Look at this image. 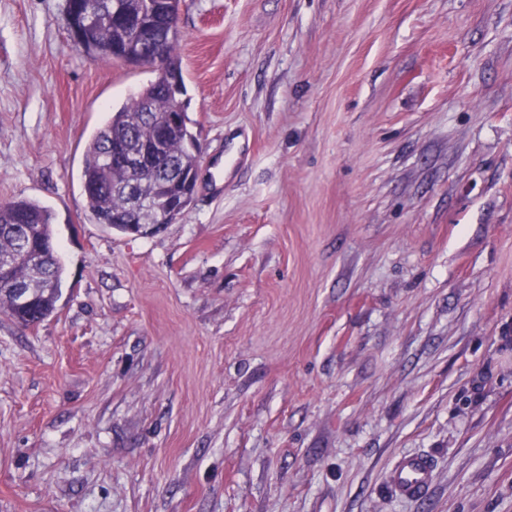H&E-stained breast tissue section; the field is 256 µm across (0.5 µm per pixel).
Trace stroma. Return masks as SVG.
Returning a JSON list of instances; mask_svg holds the SVG:
<instances>
[{
    "mask_svg": "<svg viewBox=\"0 0 512 512\" xmlns=\"http://www.w3.org/2000/svg\"><path fill=\"white\" fill-rule=\"evenodd\" d=\"M178 26L198 188L134 238L80 173L155 72L0 0V202L51 211L64 268L44 322L0 314V512H512V0ZM183 198L165 200L159 208L157 224H138L141 236H151L159 232L166 224H170L182 212ZM433 475L430 460L421 455L404 457L393 470L389 484L393 493L402 499H416L428 489Z\"/></svg>",
    "mask_w": 512,
    "mask_h": 512,
    "instance_id": "35a3bbf8",
    "label": "stroma"
}]
</instances>
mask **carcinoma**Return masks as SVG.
Returning a JSON list of instances; mask_svg holds the SVG:
<instances>
[{"instance_id":"carcinoma-1","label":"carcinoma","mask_w":512,"mask_h":512,"mask_svg":"<svg viewBox=\"0 0 512 512\" xmlns=\"http://www.w3.org/2000/svg\"><path fill=\"white\" fill-rule=\"evenodd\" d=\"M141 0H65V13L83 14L92 10L95 21L82 35L81 52L104 61H125L136 52L129 19L138 13ZM171 105L170 86L166 79L154 82L120 106L94 134L84 155L81 185L87 207L99 224L115 227L120 233L129 212L130 195L126 186L139 179L136 173L116 169L112 147L137 151L143 139L153 132L158 115L168 112ZM188 114H182L181 126L167 140L158 161L162 166L176 160L193 168L198 157L188 151L186 142L196 139L189 125ZM25 236L31 250L41 254L37 266L16 269L13 277L32 289L35 296L26 308L15 307L14 291L0 284V313H14L23 326L37 319L45 320L57 309L62 294L63 268L55 257L56 244L49 211L29 200L0 203V255L11 254L20 236Z\"/></svg>"}]
</instances>
